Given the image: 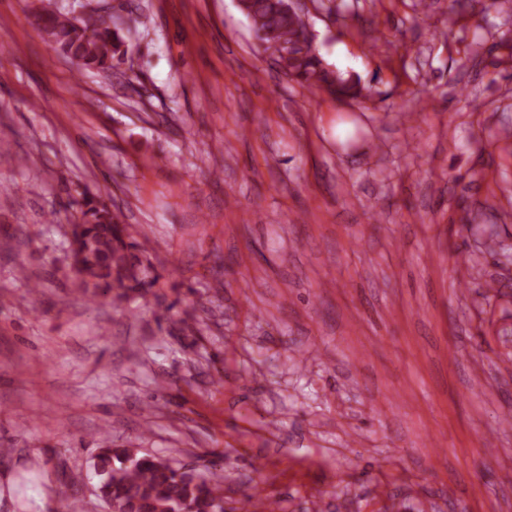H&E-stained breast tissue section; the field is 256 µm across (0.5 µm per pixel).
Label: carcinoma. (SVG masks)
Instances as JSON below:
<instances>
[{
  "mask_svg": "<svg viewBox=\"0 0 512 512\" xmlns=\"http://www.w3.org/2000/svg\"><path fill=\"white\" fill-rule=\"evenodd\" d=\"M245 8L255 37L275 47L273 60L286 75L337 97L363 96L359 80L330 68L318 56L304 36L302 19L288 13L283 0H246ZM36 24L59 51L78 61L81 71L108 70L115 57L126 54L110 16L99 14L77 27L54 9L53 0H46ZM72 237L69 249L76 271L72 292L81 299L90 304L117 303L150 291L152 263H144L136 254L137 244L126 240L121 216L96 197L83 196ZM93 470L110 512H224V477L217 469L203 475L166 459L114 448L106 441L94 458Z\"/></svg>",
  "mask_w": 512,
  "mask_h": 512,
  "instance_id": "obj_1",
  "label": "carcinoma"
}]
</instances>
